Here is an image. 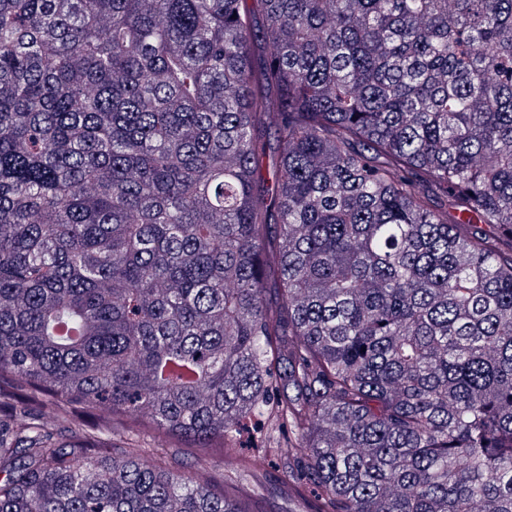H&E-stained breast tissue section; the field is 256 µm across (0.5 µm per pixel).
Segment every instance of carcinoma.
Returning a JSON list of instances; mask_svg holds the SVG:
<instances>
[{
	"label": "carcinoma",
	"instance_id": "carcinoma-1",
	"mask_svg": "<svg viewBox=\"0 0 512 512\" xmlns=\"http://www.w3.org/2000/svg\"><path fill=\"white\" fill-rule=\"evenodd\" d=\"M170 436L512 512V0H0V512H260ZM176 452L175 460L170 465L184 472L190 469H198L201 476L209 480L214 489L219 492L224 488V476L231 475L234 462L224 459L220 453L199 457L194 452V446L190 442L180 439H170Z\"/></svg>",
	"mask_w": 512,
	"mask_h": 512
}]
</instances>
